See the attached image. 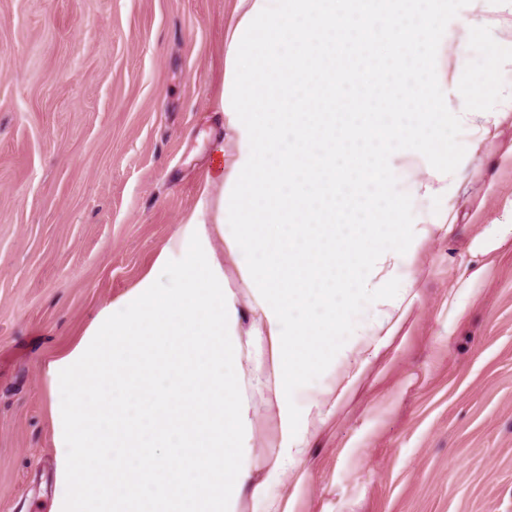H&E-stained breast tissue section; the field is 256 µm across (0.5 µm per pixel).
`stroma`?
<instances>
[{"instance_id": "stroma-1", "label": "stroma", "mask_w": 512, "mask_h": 512, "mask_svg": "<svg viewBox=\"0 0 512 512\" xmlns=\"http://www.w3.org/2000/svg\"><path fill=\"white\" fill-rule=\"evenodd\" d=\"M236 0H0V512L56 489L46 363L154 268L217 175ZM448 222L361 308L366 333L297 389L303 453L275 469L276 380L243 376L253 489L235 512H512V0H448ZM495 235L497 246L474 250ZM491 71L492 67L483 71L478 78L474 79V83L470 88L461 89L459 91L457 95L458 107L457 112H455L458 120L466 121L472 117L473 112H469L468 103L474 94L487 93L494 90V84L491 80Z\"/></svg>"}]
</instances>
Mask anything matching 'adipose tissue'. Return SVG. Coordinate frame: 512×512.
<instances>
[{
	"label": "adipose tissue",
	"instance_id": "ef3b65f1",
	"mask_svg": "<svg viewBox=\"0 0 512 512\" xmlns=\"http://www.w3.org/2000/svg\"><path fill=\"white\" fill-rule=\"evenodd\" d=\"M446 0H237L224 44L223 185L203 193L157 270L52 360L49 512H234L251 481L240 396L244 294L276 376L284 467L296 389L336 359L376 277L448 222V189L401 179L448 137ZM435 205L421 211L427 200ZM234 257L224 286L217 249Z\"/></svg>",
	"mask_w": 512,
	"mask_h": 512
}]
</instances>
